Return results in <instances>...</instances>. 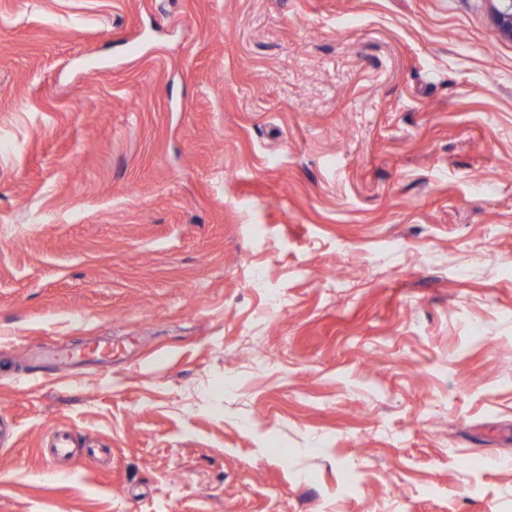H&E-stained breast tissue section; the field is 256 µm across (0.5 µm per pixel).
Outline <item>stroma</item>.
Instances as JSON below:
<instances>
[{
  "mask_svg": "<svg viewBox=\"0 0 512 512\" xmlns=\"http://www.w3.org/2000/svg\"><path fill=\"white\" fill-rule=\"evenodd\" d=\"M0 421V512H512L489 0H0Z\"/></svg>",
  "mask_w": 512,
  "mask_h": 512,
  "instance_id": "obj_1",
  "label": "stroma"
}]
</instances>
